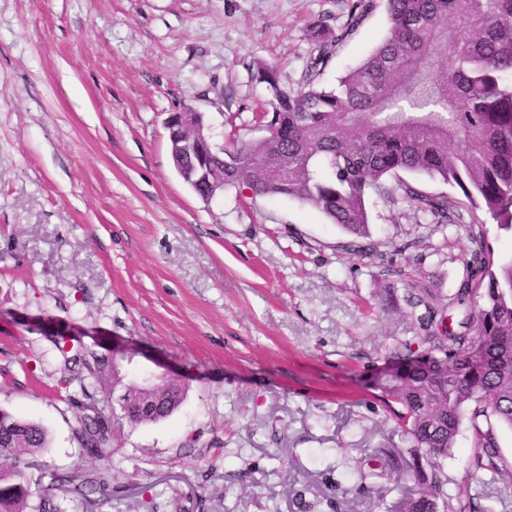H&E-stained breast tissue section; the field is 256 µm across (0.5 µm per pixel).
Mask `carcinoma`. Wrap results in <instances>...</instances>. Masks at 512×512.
<instances>
[{
  "mask_svg": "<svg viewBox=\"0 0 512 512\" xmlns=\"http://www.w3.org/2000/svg\"><path fill=\"white\" fill-rule=\"evenodd\" d=\"M389 27L384 39L334 88L320 76L335 49L374 8L354 0L350 27L315 24L310 55L297 88L281 85L278 66L258 60L255 79L270 93L271 110L260 120L267 135L235 137L219 149L224 189L251 198H287L307 205L356 238L370 237L367 197L395 195L438 227L468 224L465 274L446 299L420 284L404 296L417 318V341L399 343L393 357L404 372L383 387L400 405L412 459L409 472L420 489L404 512H435L432 500L448 497L447 478L434 462L455 448L463 421L474 437L472 464L511 474L500 456L494 426L512 430V259L493 265L486 248L489 216L512 231V0H385ZM288 163V177L273 179L272 166ZM440 180L461 197L426 192L402 174ZM457 319L451 329L445 319ZM439 356L442 369L418 365L414 343ZM66 386L78 396L74 438L87 453L111 456L118 434L112 420V358L89 360L79 348L64 350ZM184 387L166 382L151 414L126 409L131 426L168 417ZM47 429L0 410V512H24L29 483L17 464L49 449ZM109 490V475H50L36 512H61L54 491L81 495L83 488Z\"/></svg>",
  "mask_w": 512,
  "mask_h": 512,
  "instance_id": "cac0c4a2",
  "label": "carcinoma"
}]
</instances>
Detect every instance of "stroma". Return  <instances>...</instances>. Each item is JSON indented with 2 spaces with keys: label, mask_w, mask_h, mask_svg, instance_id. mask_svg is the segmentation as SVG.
Wrapping results in <instances>:
<instances>
[{
  "label": "stroma",
  "mask_w": 512,
  "mask_h": 512,
  "mask_svg": "<svg viewBox=\"0 0 512 512\" xmlns=\"http://www.w3.org/2000/svg\"><path fill=\"white\" fill-rule=\"evenodd\" d=\"M350 0H0V409L44 425L24 472L108 468L107 493L62 512H402L408 442L381 398L415 334L403 301L457 288L466 226L370 200V240L395 272L284 198L205 201L175 171L167 116L192 106L215 146L257 139L270 95L255 61L296 87L310 28ZM384 0L339 45L335 84L382 40ZM167 370L181 406L124 426L108 461L79 413L55 334ZM462 425L440 463L453 512H512V479L474 471Z\"/></svg>",
  "instance_id": "stroma-1"
}]
</instances>
